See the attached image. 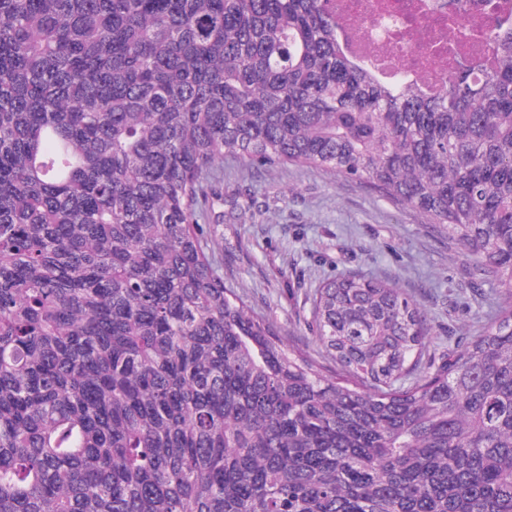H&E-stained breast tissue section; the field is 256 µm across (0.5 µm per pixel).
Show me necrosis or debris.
<instances>
[{
  "label": "necrosis or debris",
  "mask_w": 512,
  "mask_h": 512,
  "mask_svg": "<svg viewBox=\"0 0 512 512\" xmlns=\"http://www.w3.org/2000/svg\"><path fill=\"white\" fill-rule=\"evenodd\" d=\"M347 54L380 78L399 76L431 92L444 88L462 59L492 66L489 31L512 29V0H327Z\"/></svg>",
  "instance_id": "necrosis-or-debris-1"
}]
</instances>
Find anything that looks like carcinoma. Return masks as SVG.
Masks as SVG:
<instances>
[{
  "label": "carcinoma",
  "instance_id": "obj_1",
  "mask_svg": "<svg viewBox=\"0 0 512 512\" xmlns=\"http://www.w3.org/2000/svg\"><path fill=\"white\" fill-rule=\"evenodd\" d=\"M327 0H0V512H512V30L432 97ZM229 155L365 180L508 288L439 359L396 284L312 300L336 378L224 287Z\"/></svg>",
  "mask_w": 512,
  "mask_h": 512
}]
</instances>
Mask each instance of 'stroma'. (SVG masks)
<instances>
[{
  "instance_id": "35a3bbf8",
  "label": "stroma",
  "mask_w": 512,
  "mask_h": 512,
  "mask_svg": "<svg viewBox=\"0 0 512 512\" xmlns=\"http://www.w3.org/2000/svg\"><path fill=\"white\" fill-rule=\"evenodd\" d=\"M200 245L225 288L242 296L288 345L333 371L310 328L311 302L327 279L361 271L390 280L424 309L429 349H462L480 335L504 293L469 287L471 266L447 231L365 181L307 166H248L225 157L204 190Z\"/></svg>"
}]
</instances>
